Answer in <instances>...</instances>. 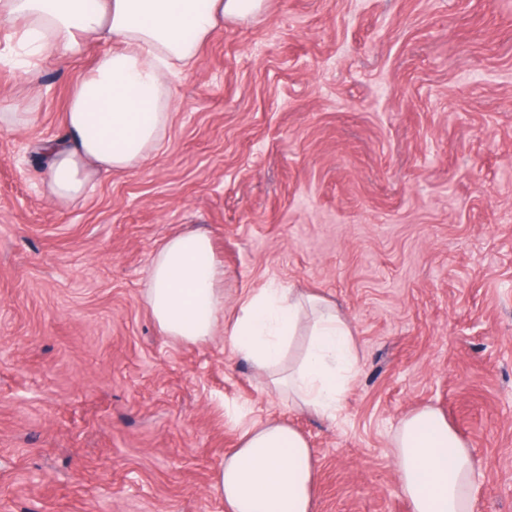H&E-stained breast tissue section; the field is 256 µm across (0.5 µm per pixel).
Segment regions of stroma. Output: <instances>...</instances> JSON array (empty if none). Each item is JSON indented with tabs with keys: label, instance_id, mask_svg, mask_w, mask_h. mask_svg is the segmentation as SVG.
I'll use <instances>...</instances> for the list:
<instances>
[{
	"label": "stroma",
	"instance_id": "stroma-1",
	"mask_svg": "<svg viewBox=\"0 0 512 512\" xmlns=\"http://www.w3.org/2000/svg\"><path fill=\"white\" fill-rule=\"evenodd\" d=\"M0 28V512H224L242 430L308 439L315 512H410L389 456L412 410L473 453L477 512H512V0H267L171 81L143 168L42 191L73 81L103 47L33 69ZM204 229L224 317L267 284L319 295L359 346L335 419L262 390L228 337L173 340L154 252Z\"/></svg>",
	"mask_w": 512,
	"mask_h": 512
}]
</instances>
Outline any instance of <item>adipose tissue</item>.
<instances>
[{"label": "adipose tissue", "instance_id": "adipose-tissue-1", "mask_svg": "<svg viewBox=\"0 0 512 512\" xmlns=\"http://www.w3.org/2000/svg\"><path fill=\"white\" fill-rule=\"evenodd\" d=\"M266 0H0V24L22 23L33 58L79 55L107 44L77 77L64 114V134L46 142L44 192L60 205L85 197L98 174L138 168L157 150L170 120L173 67L194 64L205 39L224 22L243 21ZM224 271L209 235L188 228L154 256L145 301L167 336L205 343L230 334L236 353L260 378L285 388L300 406L334 416L358 364L350 324L325 299L266 285L224 321ZM304 350L292 356L297 336ZM390 455L411 512H475V459L431 406L408 413ZM316 469L305 436L268 417L240 435L213 479L224 512H313Z\"/></svg>", "mask_w": 512, "mask_h": 512}]
</instances>
